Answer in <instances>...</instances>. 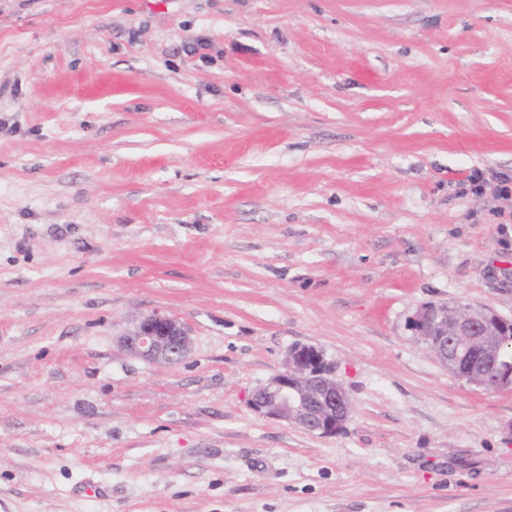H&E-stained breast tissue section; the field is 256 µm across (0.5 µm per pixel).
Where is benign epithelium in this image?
I'll return each mask as SVG.
<instances>
[{
	"label": "benign epithelium",
	"instance_id": "benign-epithelium-1",
	"mask_svg": "<svg viewBox=\"0 0 512 512\" xmlns=\"http://www.w3.org/2000/svg\"><path fill=\"white\" fill-rule=\"evenodd\" d=\"M410 328L453 375L486 390L512 389V367L501 363L503 344L512 341L511 319L481 305L427 303ZM120 346L151 362L175 364L188 356L192 338L177 319L154 312L122 335ZM250 406L320 435L342 432L352 413L336 365L305 344L288 349L280 370L255 389Z\"/></svg>",
	"mask_w": 512,
	"mask_h": 512
}]
</instances>
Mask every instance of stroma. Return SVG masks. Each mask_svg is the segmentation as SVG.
I'll use <instances>...</instances> for the list:
<instances>
[{
    "mask_svg": "<svg viewBox=\"0 0 512 512\" xmlns=\"http://www.w3.org/2000/svg\"><path fill=\"white\" fill-rule=\"evenodd\" d=\"M204 41L205 55L186 46ZM512 0H0V512H512ZM176 364L119 336L153 312ZM324 351L345 431L254 413ZM464 183L469 191L474 195H484L489 193L497 201L508 206L509 201L512 206V178L491 173L486 176L484 170L475 168L467 175ZM413 335L453 375L486 390L512 389V367L501 363L512 342V320L481 305L427 303L410 321ZM119 343L124 350L140 358L175 364L188 356L192 338L177 319L154 312L122 335Z\"/></svg>",
    "mask_w": 512,
    "mask_h": 512,
    "instance_id": "35a3bbf8",
    "label": "stroma"
}]
</instances>
